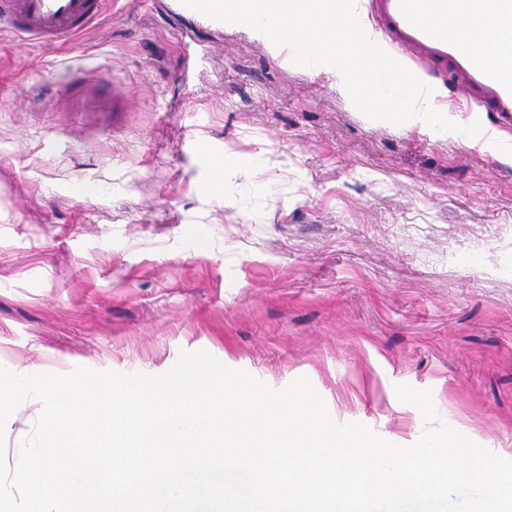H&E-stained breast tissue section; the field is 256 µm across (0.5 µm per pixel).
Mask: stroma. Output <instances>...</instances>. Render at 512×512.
I'll return each mask as SVG.
<instances>
[{"label":"stroma","instance_id":"35a3bbf8","mask_svg":"<svg viewBox=\"0 0 512 512\" xmlns=\"http://www.w3.org/2000/svg\"><path fill=\"white\" fill-rule=\"evenodd\" d=\"M183 349L307 377L400 445L425 424L396 386L432 390L512 459V156L371 120L335 72L171 0H111L61 48L0 36V366L158 375ZM40 411L9 419L8 466Z\"/></svg>","mask_w":512,"mask_h":512}]
</instances>
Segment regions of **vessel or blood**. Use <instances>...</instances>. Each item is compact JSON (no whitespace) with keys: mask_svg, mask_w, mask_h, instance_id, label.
I'll list each match as a JSON object with an SVG mask.
<instances>
[{"mask_svg":"<svg viewBox=\"0 0 512 512\" xmlns=\"http://www.w3.org/2000/svg\"><path fill=\"white\" fill-rule=\"evenodd\" d=\"M468 5L495 22L491 44L475 50L450 37L446 19ZM109 0H0V32L36 43L65 45L106 12ZM395 54L444 64L464 102L512 118V0H368Z\"/></svg>","mask_w":512,"mask_h":512,"instance_id":"vessel-or-blood-1","label":"vessel or blood"}]
</instances>
